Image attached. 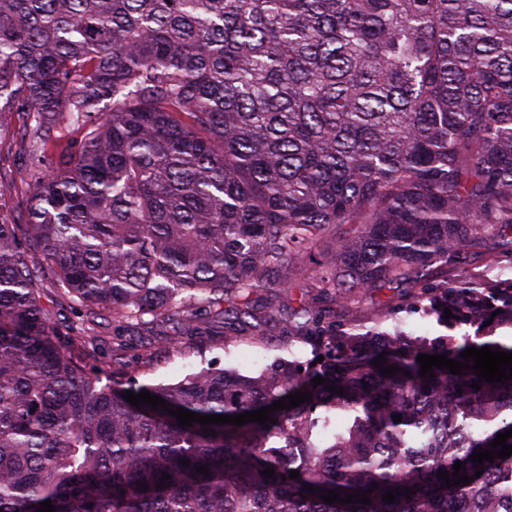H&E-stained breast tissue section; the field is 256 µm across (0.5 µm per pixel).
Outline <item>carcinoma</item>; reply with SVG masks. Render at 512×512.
<instances>
[{
  "label": "carcinoma",
  "mask_w": 512,
  "mask_h": 512,
  "mask_svg": "<svg viewBox=\"0 0 512 512\" xmlns=\"http://www.w3.org/2000/svg\"><path fill=\"white\" fill-rule=\"evenodd\" d=\"M16 114L52 165L22 180L25 225L0 222V512H512V455L470 460L512 429V379L417 363L512 353V278L432 282L512 244V0H0V127ZM45 279L88 321L226 342L278 325L315 356L104 384L59 344ZM385 289L400 302L373 326L346 319ZM418 307L475 332L416 338L394 315ZM143 390L206 416L312 400L266 429L181 427L122 396ZM458 461L473 481L448 488Z\"/></svg>",
  "instance_id": "carcinoma-1"
}]
</instances>
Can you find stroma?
<instances>
[{
	"instance_id": "35a3bbf8",
	"label": "stroma",
	"mask_w": 512,
	"mask_h": 512,
	"mask_svg": "<svg viewBox=\"0 0 512 512\" xmlns=\"http://www.w3.org/2000/svg\"><path fill=\"white\" fill-rule=\"evenodd\" d=\"M25 145L8 138L0 141V216L15 220L14 186L27 173ZM467 276L473 281L512 278V247L489 239L466 250L455 265L449 266L448 280ZM182 336L151 338L137 330L116 334L111 321L100 319L87 325L84 335L61 337V345L88 368L99 373L102 380L132 378L146 385H170L186 374L204 368L236 369L255 376L276 358L297 353L310 358L311 347L295 344L283 349L278 337L259 343L246 337L225 342L220 336L193 338L195 352L181 357L179 351L188 342Z\"/></svg>"
}]
</instances>
